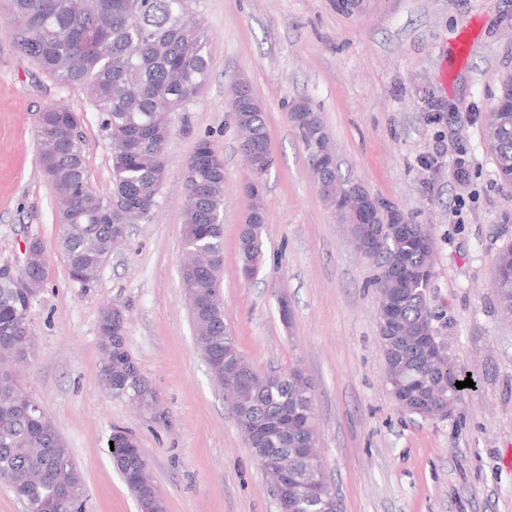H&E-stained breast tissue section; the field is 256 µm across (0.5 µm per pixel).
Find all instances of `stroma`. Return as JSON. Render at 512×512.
Segmentation results:
<instances>
[{
	"label": "stroma",
	"instance_id": "35a3bbf8",
	"mask_svg": "<svg viewBox=\"0 0 512 512\" xmlns=\"http://www.w3.org/2000/svg\"><path fill=\"white\" fill-rule=\"evenodd\" d=\"M195 11L209 35L210 79L172 115L159 206L83 286L58 245L39 117L55 102L81 115L88 179L102 194L110 145L85 93L60 92L15 49L0 0V265H21L33 239L47 256L32 307L35 354L14 371L70 450L84 512H138L106 447L116 428L144 448L166 512H278L195 344L181 284L184 165L203 137L224 157V323L258 371L299 365L311 379L337 512H512V318L492 288L494 258L512 245V186L496 174L486 132L512 71V0H359L350 10L337 0H197ZM242 78L265 108L273 157L265 263L249 282L238 246L250 174L229 103ZM300 100L320 112L343 178L432 230L429 303L474 382L447 419L408 414L389 393L374 262L315 186L289 119ZM110 302L126 311V344L159 393V416L100 387L98 323Z\"/></svg>",
	"mask_w": 512,
	"mask_h": 512
}]
</instances>
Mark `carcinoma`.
<instances>
[{
  "label": "carcinoma",
  "mask_w": 512,
  "mask_h": 512,
  "mask_svg": "<svg viewBox=\"0 0 512 512\" xmlns=\"http://www.w3.org/2000/svg\"><path fill=\"white\" fill-rule=\"evenodd\" d=\"M194 0H10L13 44L62 90L82 89L110 142L112 189L106 196L89 183L80 117L61 104L41 113L37 130L40 169L57 192L60 248L69 263L72 281L86 286L97 279L118 247L119 224H136L151 216L166 177V146L170 115L193 99L209 79V35L194 17ZM245 139L241 149H256L267 141L263 105L233 109ZM290 120L301 127L304 149L319 144L331 149L321 114L294 112ZM499 180L512 178V136L493 147ZM187 198L181 244L191 271L183 287L200 307L192 316L195 341L212 359V375L224 380V356H239L236 340L224 342V307L208 308L219 300L224 261V158L208 138L198 140L184 167ZM264 211L250 209L240 236V263L263 267L261 235ZM426 227L408 223L402 231L379 225L383 248L371 258L377 265L374 284L378 301L396 309L408 335L398 337L379 327L391 395L422 390L427 412L457 405L461 376L439 370L425 356L422 339L434 335L436 315L428 288L434 279V241L421 246ZM413 268V287L391 273L398 265ZM46 253L41 243L31 249L27 263L13 275L0 273V474L17 481L13 492L44 505L42 512H82L81 476L48 416L30 411L35 400L6 364L33 355V342L23 341L27 292L20 280L44 281ZM512 278V245L494 259V272ZM126 332L100 337L103 362L100 385L112 393V382L125 385L122 397L148 411L159 405V394L141 374L126 347ZM295 380L279 373L249 370L234 375L238 399L237 426L243 436L261 420L269 425L260 436L288 461V479L278 489L282 498L301 503L311 479L323 470L322 459L298 460L295 452L316 440L308 430L314 405L313 385L299 367ZM114 468L133 496L140 488L132 470L147 463L145 452L111 453Z\"/></svg>",
  "instance_id": "1"
}]
</instances>
